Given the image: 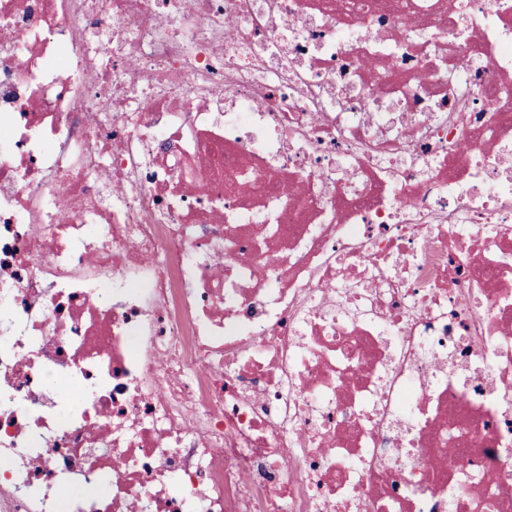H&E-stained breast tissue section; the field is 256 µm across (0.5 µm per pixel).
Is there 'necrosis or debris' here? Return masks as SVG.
Instances as JSON below:
<instances>
[{
    "instance_id": "1",
    "label": "necrosis or debris",
    "mask_w": 512,
    "mask_h": 512,
    "mask_svg": "<svg viewBox=\"0 0 512 512\" xmlns=\"http://www.w3.org/2000/svg\"><path fill=\"white\" fill-rule=\"evenodd\" d=\"M512 0H0V512H512Z\"/></svg>"
}]
</instances>
